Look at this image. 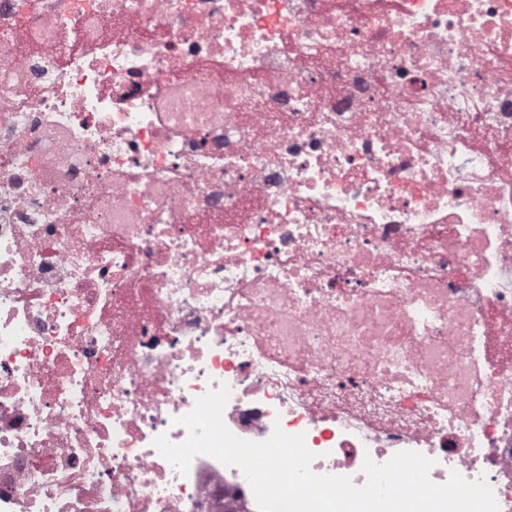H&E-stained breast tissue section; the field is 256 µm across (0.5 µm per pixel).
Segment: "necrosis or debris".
Wrapping results in <instances>:
<instances>
[{"label":"necrosis or debris","instance_id":"necrosis-or-debris-1","mask_svg":"<svg viewBox=\"0 0 512 512\" xmlns=\"http://www.w3.org/2000/svg\"><path fill=\"white\" fill-rule=\"evenodd\" d=\"M223 385L512 512V0H0V512H259Z\"/></svg>","mask_w":512,"mask_h":512}]
</instances>
